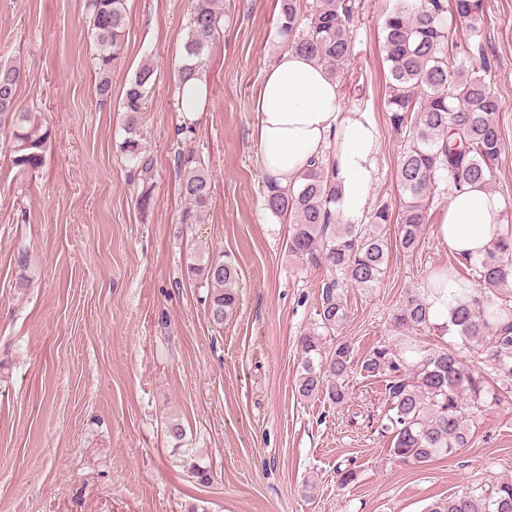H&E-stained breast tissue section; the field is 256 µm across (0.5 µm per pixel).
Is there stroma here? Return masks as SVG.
Here are the masks:
<instances>
[{
	"label": "stroma",
	"mask_w": 512,
	"mask_h": 512,
	"mask_svg": "<svg viewBox=\"0 0 512 512\" xmlns=\"http://www.w3.org/2000/svg\"><path fill=\"white\" fill-rule=\"evenodd\" d=\"M223 2L203 66L208 103L185 130L174 89L191 0H127L104 103L84 0H0V59L23 70L18 99L48 133L41 167L23 175L0 132V512H424L512 477V388L475 350L463 364L485 372L501 400L473 420L465 447L423 466L390 458L381 379L353 376L340 407L298 396L297 341L316 320L327 271L289 256L288 227L264 205L254 139L258 87L286 44L277 0ZM395 3L360 0L353 60L338 79L342 111L378 131L362 224L378 205L400 211L406 135L387 106L381 32ZM475 45L499 103L492 191L512 211V0H486ZM146 62L156 80L140 126L154 190L142 208L119 152V100ZM189 151L212 179L201 224L178 221L177 156ZM447 204L435 198L418 248L392 249L375 288L349 289L338 338L361 353L396 342L392 315L407 290L436 269L468 273L437 243ZM208 254L240 270L237 309L220 328L189 271ZM172 420L186 429L182 444L166 436ZM349 465L358 480L343 489L336 471Z\"/></svg>",
	"instance_id": "stroma-1"
}]
</instances>
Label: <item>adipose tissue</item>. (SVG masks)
<instances>
[{"mask_svg": "<svg viewBox=\"0 0 512 512\" xmlns=\"http://www.w3.org/2000/svg\"><path fill=\"white\" fill-rule=\"evenodd\" d=\"M255 136L267 178L285 186L311 159H327L341 188L343 217L360 215L376 170L377 130L367 116L341 110L336 81L315 60L290 48L274 59L256 97ZM503 232L499 198L478 184L454 190L436 226L443 248L473 258L490 250ZM429 286L431 322L445 326L462 285L442 270Z\"/></svg>", "mask_w": 512, "mask_h": 512, "instance_id": "obj_1", "label": "adipose tissue"}]
</instances>
